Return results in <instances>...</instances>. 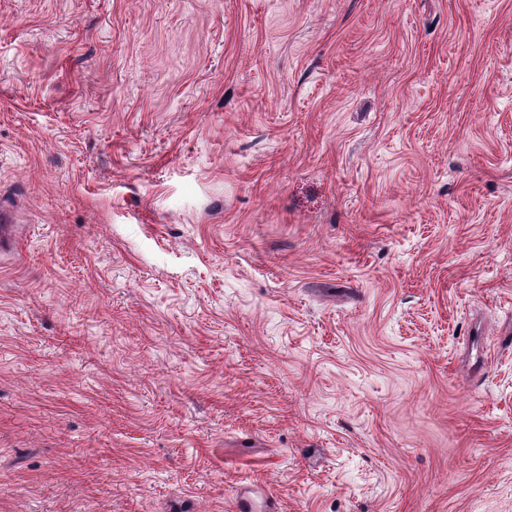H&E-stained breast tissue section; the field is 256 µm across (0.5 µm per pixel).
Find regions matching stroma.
<instances>
[{
	"label": "stroma",
	"mask_w": 512,
	"mask_h": 512,
	"mask_svg": "<svg viewBox=\"0 0 512 512\" xmlns=\"http://www.w3.org/2000/svg\"><path fill=\"white\" fill-rule=\"evenodd\" d=\"M0 512H512V0H0Z\"/></svg>",
	"instance_id": "1"
}]
</instances>
